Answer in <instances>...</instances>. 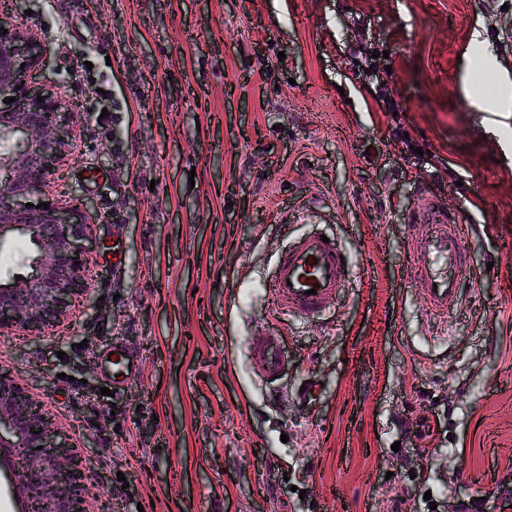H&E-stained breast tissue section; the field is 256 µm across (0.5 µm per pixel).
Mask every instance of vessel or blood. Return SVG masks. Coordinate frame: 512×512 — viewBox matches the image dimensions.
I'll list each match as a JSON object with an SVG mask.
<instances>
[{"mask_svg":"<svg viewBox=\"0 0 512 512\" xmlns=\"http://www.w3.org/2000/svg\"><path fill=\"white\" fill-rule=\"evenodd\" d=\"M286 223H305L311 230L296 237L275 260L268 288L277 305L299 316L315 317L330 308L348 282L343 249L323 242L315 228L320 218L304 208L289 210ZM404 228L412 260L413 282L427 312L445 317L460 309L466 289L469 226L458 207L429 192H420ZM255 374L270 384L282 380L288 365L283 339L272 331L250 350Z\"/></svg>","mask_w":512,"mask_h":512,"instance_id":"b4317fda","label":"vessel or blood"}]
</instances>
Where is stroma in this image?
Listing matches in <instances>:
<instances>
[{
    "mask_svg": "<svg viewBox=\"0 0 512 512\" xmlns=\"http://www.w3.org/2000/svg\"><path fill=\"white\" fill-rule=\"evenodd\" d=\"M0 21L38 35L33 78L76 115L44 193L97 220L95 308L0 333V365L54 413L89 512H512V94L472 90L479 56L512 82V0H0ZM425 187L475 226L446 319L403 226ZM313 203L349 286L302 318L264 283L309 230L281 212ZM272 329L282 399L250 360ZM116 344L138 365L117 388Z\"/></svg>",
    "mask_w": 512,
    "mask_h": 512,
    "instance_id": "stroma-1",
    "label": "stroma"
}]
</instances>
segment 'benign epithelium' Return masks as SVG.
<instances>
[{
  "label": "benign epithelium",
  "mask_w": 512,
  "mask_h": 512,
  "mask_svg": "<svg viewBox=\"0 0 512 512\" xmlns=\"http://www.w3.org/2000/svg\"><path fill=\"white\" fill-rule=\"evenodd\" d=\"M1 27L8 33L0 31V171L7 172L0 179V248L20 235L36 252L32 274L0 276V332L39 339L65 324L67 308L92 304L83 242L94 220L53 198L42 199L45 209L31 202L69 151L67 117L62 100L29 78L44 56L35 35L10 23ZM68 455L46 405L0 366V466L18 472L22 512H88L80 472Z\"/></svg>",
  "instance_id": "1"
}]
</instances>
